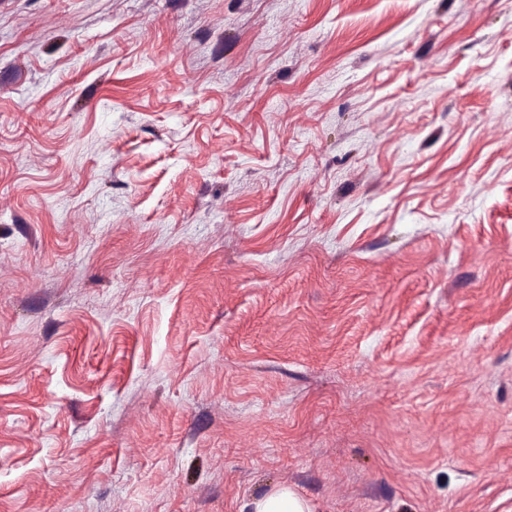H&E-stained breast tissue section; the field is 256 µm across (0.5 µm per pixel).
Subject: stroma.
<instances>
[{
  "instance_id": "1",
  "label": "stroma",
  "mask_w": 512,
  "mask_h": 512,
  "mask_svg": "<svg viewBox=\"0 0 512 512\" xmlns=\"http://www.w3.org/2000/svg\"><path fill=\"white\" fill-rule=\"evenodd\" d=\"M512 512V0H0V512ZM243 512H313L312 505L294 489L278 486L258 497L252 498L244 506Z\"/></svg>"
}]
</instances>
